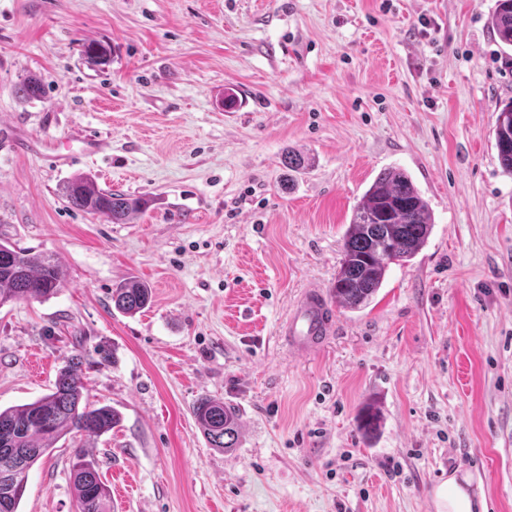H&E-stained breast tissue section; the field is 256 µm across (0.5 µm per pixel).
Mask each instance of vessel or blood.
Returning <instances> with one entry per match:
<instances>
[{
  "label": "vessel or blood",
  "instance_id": "b4317fda",
  "mask_svg": "<svg viewBox=\"0 0 512 512\" xmlns=\"http://www.w3.org/2000/svg\"><path fill=\"white\" fill-rule=\"evenodd\" d=\"M104 143L98 137L87 135L80 139L75 151L61 152L52 141H44L42 152L53 165H70L78 157L90 156L103 150ZM333 330L330 304L323 290L306 289L295 303L288 318L286 335L291 352L304 355L321 349Z\"/></svg>",
  "mask_w": 512,
  "mask_h": 512
}]
</instances>
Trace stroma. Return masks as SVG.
<instances>
[{
    "label": "stroma",
    "instance_id": "1",
    "mask_svg": "<svg viewBox=\"0 0 512 512\" xmlns=\"http://www.w3.org/2000/svg\"><path fill=\"white\" fill-rule=\"evenodd\" d=\"M495 6L0 0V238L65 274L49 299L0 306V407L103 342L114 358L84 395L122 416L89 450L112 512H437L453 475L512 512V177L494 147L512 49ZM32 77L42 98L21 92ZM80 132L106 153L40 156ZM288 150L308 167L288 171ZM389 167L429 204L426 244L366 307L335 308L319 352L293 355L290 309L331 289L353 209ZM82 173L151 203L124 224L71 209L60 189ZM130 277L152 289L132 316L112 303ZM203 395L238 411L234 451L202 434ZM74 451L59 441L31 468L18 512H76ZM78 142L80 147H78L76 152L67 151L63 153L54 142L45 140L42 144V152L45 155V159L54 166L72 165L78 159V156L94 155L101 152L105 146L102 140L92 135H86L79 139Z\"/></svg>",
    "mask_w": 512,
    "mask_h": 512
}]
</instances>
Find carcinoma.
Listing matches in <instances>:
<instances>
[{
	"mask_svg": "<svg viewBox=\"0 0 512 512\" xmlns=\"http://www.w3.org/2000/svg\"><path fill=\"white\" fill-rule=\"evenodd\" d=\"M489 25L504 47H512V0H498ZM496 121L495 148L503 173L512 176V101ZM67 206L98 214L113 224H125L147 208L149 199L98 187L89 175L69 180L61 191ZM433 218L410 176L388 168L374 179L355 206L344 235L343 253L331 296L347 310L367 306L381 288L392 264L409 262L425 245ZM64 283L63 268L52 255L34 254L5 240L0 241V305L24 299H49ZM152 300V289L143 281L126 278L112 289V302L120 312L133 316ZM85 353L75 351L58 371L52 390L24 404L0 408V429L13 431L9 444L0 443V512H17L29 470L57 442L71 436L98 438L121 423L114 407L83 400ZM193 413L211 447L224 452L239 442L236 411L209 397L198 399ZM380 427V414L367 408L360 429L368 438ZM76 512H111V495L95 462L81 448L72 464Z\"/></svg>",
	"mask_w": 512,
	"mask_h": 512,
	"instance_id": "cac0c4a2",
	"label": "carcinoma"
}]
</instances>
